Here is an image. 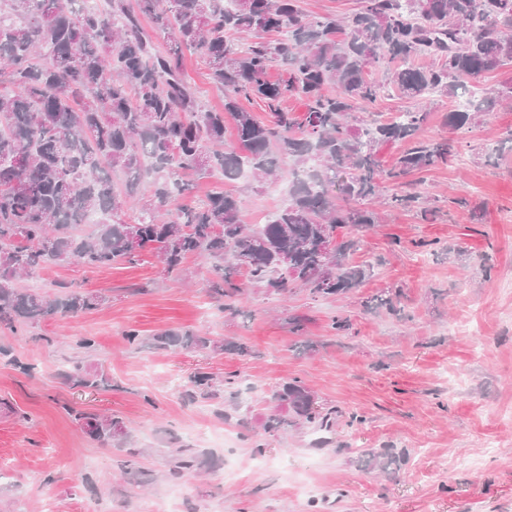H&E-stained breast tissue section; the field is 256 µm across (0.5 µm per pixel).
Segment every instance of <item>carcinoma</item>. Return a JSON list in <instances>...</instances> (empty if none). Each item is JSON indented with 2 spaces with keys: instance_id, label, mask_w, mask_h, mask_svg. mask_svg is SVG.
<instances>
[{
  "instance_id": "obj_1",
  "label": "carcinoma",
  "mask_w": 512,
  "mask_h": 512,
  "mask_svg": "<svg viewBox=\"0 0 512 512\" xmlns=\"http://www.w3.org/2000/svg\"><path fill=\"white\" fill-rule=\"evenodd\" d=\"M225 2L137 0L133 9L127 0H107L105 10L94 12L82 0H0V326L16 332L100 308L105 299L97 293L51 295L18 282L62 262L133 264L141 251L129 247L132 233L170 276H179L190 256L213 261L211 295L232 315L244 291L237 281L242 274L277 295L297 287L315 299L352 292L371 275V267L349 262L363 233L380 223L369 201L382 195L386 205L428 219V198L409 177L448 163L457 150L451 140L421 137L427 112L362 119L356 127L349 116L388 88L414 100L456 97L512 62V0H363L348 19L311 18L300 0H233L230 8ZM142 16L169 40L166 53L155 51ZM269 32L279 38L263 40ZM242 34L256 40L243 47ZM185 49L224 88V111L202 109L183 76ZM274 61L288 67L287 82L267 81ZM377 67L381 82L370 77ZM293 96L307 101L300 122L281 109ZM506 97L486 94L471 110L446 113L444 123L470 127ZM254 99L268 108L269 122L241 106ZM226 112L235 121L236 147L224 146ZM395 143L407 148L385 167L378 148ZM312 154L320 189L296 183L291 202L256 228L244 224L239 200L224 191L199 205L183 203L193 190L183 178L187 171L235 181L246 167L255 179L278 180L307 168ZM145 176L151 193L131 216L128 204ZM91 216L93 233H78ZM339 228L348 235L338 242ZM126 338L161 350L249 353L243 344L227 346L189 329L147 339L131 329ZM65 378L87 390L108 384L104 372L80 362ZM185 395L215 400L224 391L212 375L197 372ZM275 398L277 413L266 420V432L327 422L299 380L282 384ZM81 419L99 445L127 448L133 470L140 451L129 447L120 418ZM395 462L370 452L365 466L384 472Z\"/></svg>"
}]
</instances>
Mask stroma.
<instances>
[{"instance_id": "35a3bbf8", "label": "stroma", "mask_w": 512, "mask_h": 512, "mask_svg": "<svg viewBox=\"0 0 512 512\" xmlns=\"http://www.w3.org/2000/svg\"><path fill=\"white\" fill-rule=\"evenodd\" d=\"M183 73L203 108L223 109L197 54L185 52ZM418 107L429 113L425 139L458 144L447 164L416 176L437 210L424 220L378 205L380 224L350 256L374 274L347 297L271 295L249 283L231 315L209 296L210 262L188 258L176 279L149 252L134 264L64 263L25 279L31 290L62 283L106 301L32 334L0 330V512H42L47 501L56 512H512V151L486 163L512 129V105L468 130L443 125L452 98L390 93L374 110L388 120ZM219 189L253 226L288 202L280 183L217 177L196 181L193 199ZM395 292L399 314L369 310ZM337 315L349 318L347 332L331 329ZM131 329L198 330L251 353L135 347ZM85 336L94 351L78 347ZM77 361L102 367L110 386L69 385L63 374ZM197 371L237 380L223 401L192 402L184 385ZM291 380L330 411L329 428L264 431L275 389ZM77 410L120 417L141 451L138 471L90 440ZM181 446L209 467L173 472ZM369 451L400 462L379 474L365 465Z\"/></svg>"}]
</instances>
